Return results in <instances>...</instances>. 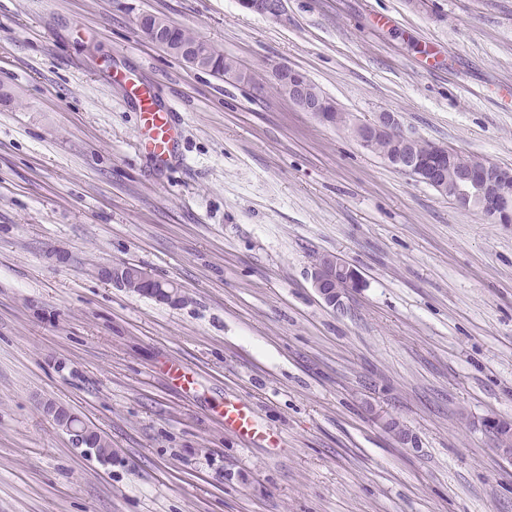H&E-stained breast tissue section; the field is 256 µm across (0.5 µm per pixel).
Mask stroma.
<instances>
[{
  "label": "stroma",
  "mask_w": 512,
  "mask_h": 512,
  "mask_svg": "<svg viewBox=\"0 0 512 512\" xmlns=\"http://www.w3.org/2000/svg\"><path fill=\"white\" fill-rule=\"evenodd\" d=\"M284 3L0 0V512H512L488 427L512 424V224L273 89L299 71L356 118L512 169V0ZM144 13L251 82L151 44ZM133 83L175 114L167 162ZM325 255L361 277L341 310L312 287ZM126 262L185 301L102 276ZM236 399L278 447L225 431ZM283 0H239V5L250 12L278 18L284 11Z\"/></svg>",
  "instance_id": "obj_1"
}]
</instances>
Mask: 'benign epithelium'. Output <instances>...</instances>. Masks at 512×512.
<instances>
[{"mask_svg": "<svg viewBox=\"0 0 512 512\" xmlns=\"http://www.w3.org/2000/svg\"><path fill=\"white\" fill-rule=\"evenodd\" d=\"M239 5L250 12L278 18L284 11L283 0H239ZM138 27L147 39L154 45L179 55L191 68L197 70L207 69L209 55L204 43L173 45L169 32L174 25L168 22L149 23L145 16L138 19ZM277 81L286 84V93L290 101L306 112H313L326 122V105L311 88V83L300 72L292 69L282 70L277 74ZM358 133L357 141L364 147L381 133L389 134L400 143V153L396 156L393 166L400 171L411 175L419 166V159L413 152V146L418 137L401 131L397 115L393 112H379L372 120L354 121ZM456 201L463 208L478 206V210L485 216L495 219L499 223L512 222V173L492 163L484 166L477 173L463 175L454 188ZM349 274L346 264L340 259H330L326 262L320 260L313 268L311 275L312 287L324 301L334 309L342 310L345 306L346 292L339 288L340 280ZM76 448H84L85 423L79 419L61 423Z\"/></svg>", "mask_w": 512, "mask_h": 512, "instance_id": "obj_1", "label": "benign epithelium"}]
</instances>
